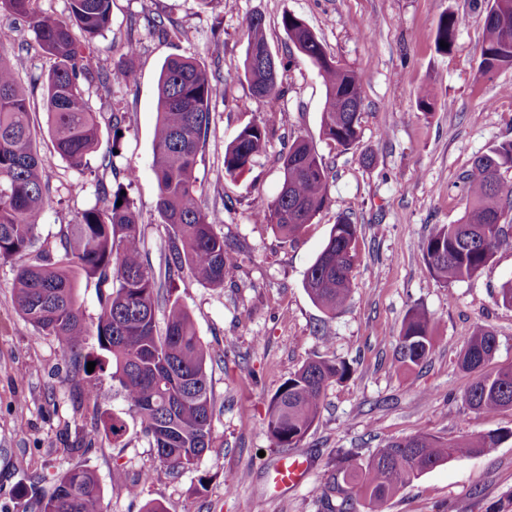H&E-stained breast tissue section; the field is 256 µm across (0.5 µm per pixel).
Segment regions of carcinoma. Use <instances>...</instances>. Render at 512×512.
Wrapping results in <instances>:
<instances>
[{
  "label": "carcinoma",
  "instance_id": "carcinoma-1",
  "mask_svg": "<svg viewBox=\"0 0 512 512\" xmlns=\"http://www.w3.org/2000/svg\"><path fill=\"white\" fill-rule=\"evenodd\" d=\"M37 0H0V11L24 19L40 48L56 60L36 82L42 85L48 134L55 152L70 167L92 171L90 157L99 142V122L80 82L129 83L135 78L137 49L129 44L112 73L98 71L91 43L111 24L112 0H69L68 15L58 17L36 9ZM462 17L443 16L436 41L453 43ZM282 25L298 57L313 66L326 87L323 137L344 148L359 141L361 84L357 73L327 62L324 44L300 18L286 14ZM244 79L267 112L244 126L224 152V175L237 179L250 171L278 130L275 110L281 98L278 61L267 64L264 21L250 18ZM512 68V0H487L480 72L487 76ZM219 81L193 58L165 61L158 86L157 122L153 136V169L158 183L155 209L165 224L168 254L164 280L158 281L144 261V239L133 201L98 182L100 204L85 209L59 240L60 255L19 267L13 292L20 316L38 336L56 340L63 357L87 370H112L129 411L155 449L158 461L173 472L194 470L211 445L214 415L208 375L211 354L198 336L190 313L171 299L172 285L184 268L206 288H222L229 262L224 237L196 189L198 156L210 127ZM31 93L0 50V261L8 262L31 249L37 240L38 218L53 201L46 160L40 155L30 122ZM112 145L100 166L112 168L122 118L112 113ZM512 168V140L475 159L462 176L469 210L459 224H438L424 243V257L435 276L445 282L470 278L486 266L502 246L512 244L505 231L512 211V189L501 186V169ZM122 204H117V201ZM329 200V173L314 148L304 140L292 143L283 158V184L272 200H260L255 222L269 224L292 241ZM357 225L343 218L333 225L324 248L309 267L304 288L325 313L334 315L351 297V273L357 259ZM95 282L100 314L96 323L84 317L76 292L79 278ZM169 298L165 328L159 330L156 308ZM430 316L411 310L396 340L395 358L408 367L422 364L432 348ZM95 351L85 352L89 341ZM496 350L494 333L474 330L459 356L461 369L474 372ZM349 364L316 358L304 363L272 397L267 430L276 447L296 448L318 417L326 389L349 378ZM478 414L512 408V365L475 376L464 395ZM104 433L118 443L127 421L115 414L100 416ZM507 433H481L456 442L420 433L391 441L363 464L346 463L327 473L322 484L328 512H386L390 501L413 478L449 460L489 455ZM151 479L128 480L124 470L112 472V484L137 498ZM337 504H332V501ZM36 512H103L96 474L73 468L59 474L52 492L34 499Z\"/></svg>",
  "mask_w": 512,
  "mask_h": 512
}]
</instances>
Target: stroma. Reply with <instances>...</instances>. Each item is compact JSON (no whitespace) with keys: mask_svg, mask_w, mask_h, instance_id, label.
Wrapping results in <instances>:
<instances>
[{"mask_svg":"<svg viewBox=\"0 0 512 512\" xmlns=\"http://www.w3.org/2000/svg\"><path fill=\"white\" fill-rule=\"evenodd\" d=\"M484 0H112V24L95 40L97 66L112 70L127 43H136L131 83H83L92 110L126 116L120 140L101 126L98 154L119 142L112 182L123 185L139 212L153 270L164 268L167 233L156 211L153 131L163 63L194 57L224 78L212 107L210 131L196 167L204 207L216 215L232 268L224 288L200 285L184 270L174 293L192 315L213 359L207 374L214 398L212 443L197 470L173 473L130 414L110 371L92 377L65 363L57 342L37 337L18 314L12 282L35 250L0 263V512H31L21 488L50 491L55 476L86 467L99 479L105 512H144L151 500L167 512H327L322 479L343 457L357 464L387 442L427 432L447 441L511 432L512 409L478 414L464 393L472 373L458 356L472 332L491 329L497 349L484 366L512 365V307L498 292L512 280V246L501 248L477 274L451 284L433 275L423 245L435 225L460 223L467 210L461 178L476 157L512 140V68L491 76L478 69ZM302 18L341 66L361 81L360 138L351 149L320 132L326 91L306 62L280 70L283 89L278 134L250 173L224 175V149L246 124L265 115L243 77L250 17L262 16L273 54L287 60L283 14ZM465 17L452 47L437 51L440 17ZM0 44L22 82L46 75L53 58L19 18L0 14ZM430 109H422L420 97ZM31 124L49 160L58 202L38 219L37 248L54 250L79 212L98 202L92 176L54 154L42 93L32 95ZM307 140L331 172L329 201L291 242L255 223L252 201L274 198L283 182L282 157ZM137 177L126 182L124 172ZM359 226L358 258L347 305L329 317L304 288L307 269L333 224ZM414 308L431 318L433 347L424 365L394 358L396 338ZM347 362L349 379L328 387L319 416L294 453L306 459L305 480L287 497L269 473L281 455L266 426L269 402L303 363L315 357ZM105 412L124 416L129 430L115 443L96 429ZM152 471L134 499L112 484ZM235 478L234 495L224 493ZM512 498V437L487 456L457 458L413 479L387 512H495Z\"/></svg>","mask_w":512,"mask_h":512,"instance_id":"1","label":"stroma"}]
</instances>
